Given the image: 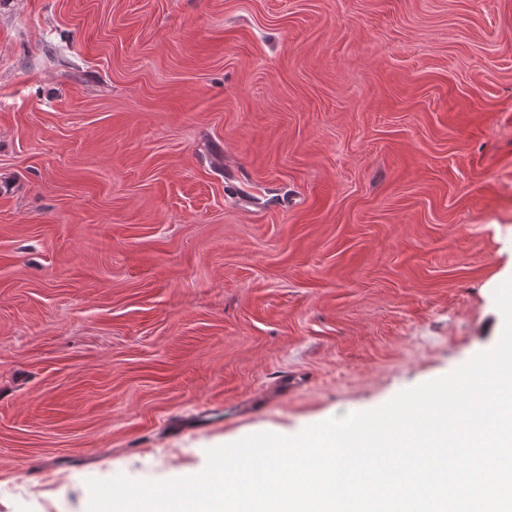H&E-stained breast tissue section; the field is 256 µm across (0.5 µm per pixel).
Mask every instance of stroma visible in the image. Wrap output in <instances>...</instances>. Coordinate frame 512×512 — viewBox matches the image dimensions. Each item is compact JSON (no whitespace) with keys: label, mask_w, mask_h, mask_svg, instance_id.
<instances>
[{"label":"stroma","mask_w":512,"mask_h":512,"mask_svg":"<svg viewBox=\"0 0 512 512\" xmlns=\"http://www.w3.org/2000/svg\"><path fill=\"white\" fill-rule=\"evenodd\" d=\"M511 277L512 0H0V512L378 408Z\"/></svg>","instance_id":"1"}]
</instances>
